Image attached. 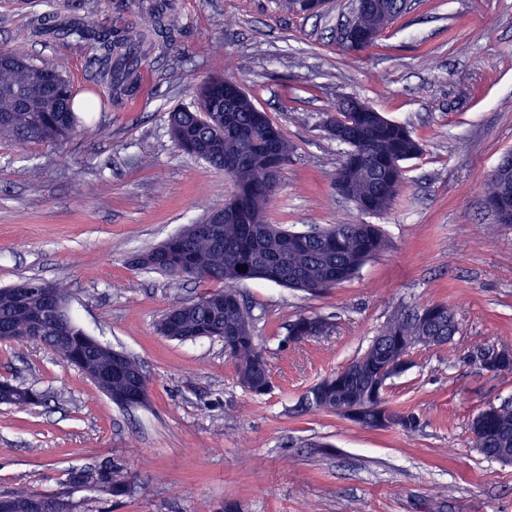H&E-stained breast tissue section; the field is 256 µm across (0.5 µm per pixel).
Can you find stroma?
Returning a JSON list of instances; mask_svg holds the SVG:
<instances>
[{"mask_svg":"<svg viewBox=\"0 0 512 512\" xmlns=\"http://www.w3.org/2000/svg\"><path fill=\"white\" fill-rule=\"evenodd\" d=\"M143 2L83 5L119 26L137 20ZM174 2L173 49L114 98L89 79V44L29 37L31 19L66 0H0V46L62 67L76 105L95 104L64 145L0 139V286L62 283L84 330L137 358L150 382L149 405L125 409L43 346L0 344V377L48 395L31 410L0 406V493H63L78 512H512V464L482 455L469 428L480 410L512 398V372L480 361L512 348V224L484 206L512 149V0H408L361 52L339 38L352 0H328L312 17L277 0ZM216 61L295 147L270 222L296 231L377 224L391 242L322 294L236 285L271 374L263 395L240 386L221 342L156 332L173 303L210 284L174 285L127 264L224 204L223 173L180 152L166 124ZM348 97L423 145L384 214L362 213L329 181L343 147L326 122ZM433 302L456 313L454 346L416 348L386 389L390 407L417 416L415 431L304 409L393 314ZM310 314L329 318L330 333L282 347L289 324ZM112 466L135 481L133 495L70 482L72 472Z\"/></svg>","mask_w":512,"mask_h":512,"instance_id":"1","label":"stroma"}]
</instances>
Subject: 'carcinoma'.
I'll return each mask as SVG.
<instances>
[{"label": "carcinoma", "mask_w": 512, "mask_h": 512, "mask_svg": "<svg viewBox=\"0 0 512 512\" xmlns=\"http://www.w3.org/2000/svg\"><path fill=\"white\" fill-rule=\"evenodd\" d=\"M358 11L355 29L372 35L355 51L374 44L380 33L404 11L406 0H371ZM178 17L173 0H149L141 21L126 27L91 22L76 11L67 17L59 12L39 14L32 20V34L44 41L72 39L97 45L90 58L89 78L105 85L116 97L133 91L139 68L153 54L165 55L174 46ZM1 59L20 63L0 67V137L16 143L62 144L73 137L78 116L73 109L74 88L57 67L39 65L27 55L0 48ZM249 94L237 104L235 119L241 132L236 136L224 129V75L213 73L196 90L189 105H176L167 112V126L175 145L185 154L196 156L197 144L211 146L209 165L224 170V159L233 157L237 167L229 178L231 192L244 193L247 221L237 220L199 232L190 224L180 232V251L186 257L185 274L171 268L143 264L141 268L163 274L174 281L190 278L204 283H224L225 289L209 291L190 303L171 306L174 316L164 313L159 333L179 342L201 337L224 343V350L235 362L241 386L255 395L271 388L265 359L253 331L249 307L231 285L263 280L310 294L324 293L355 277L371 259L391 247L377 224H335L318 231L306 246L296 241L294 231L268 221V211L277 187L270 183V169H284L291 162L294 147L265 112L255 111ZM330 122L346 132L344 155L331 173L334 186L347 189L345 199L366 214L388 211L398 195L403 164L422 153L420 142L404 125L380 112L339 109ZM485 197L512 198V164L493 172ZM245 269H240V266ZM13 286L0 288V331L6 343L35 341L31 308L17 304L10 296ZM332 327L327 318L303 315L288 329L293 337L326 335ZM458 333L455 313L447 304L434 302L413 312L391 317L379 329L362 355L352 361L357 373L341 372L328 376L316 386L313 408L336 412L366 428L386 430L398 425L408 432L417 426L414 414L392 410L385 398V380L406 369V357L417 346L450 345ZM43 345L69 365L76 367L104 394L118 396L128 390L127 380L148 382L142 364L126 356L127 379L114 378L101 385L98 378L112 368V347L88 335L72 323L70 339L60 342L46 325ZM485 369L512 372V350L502 348L483 360ZM44 392L5 378L0 381V401L17 408L39 406ZM474 446L484 456L512 463V400L490 405L471 423ZM75 482L99 489L115 498L134 493L135 485L112 468L75 472ZM9 512H33L28 494L4 496Z\"/></svg>", "instance_id": "obj_1"}]
</instances>
